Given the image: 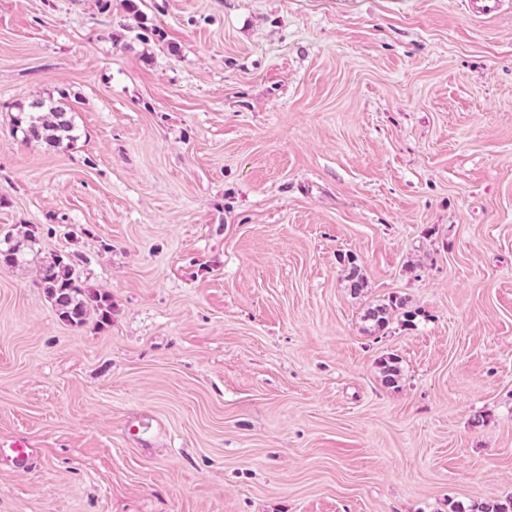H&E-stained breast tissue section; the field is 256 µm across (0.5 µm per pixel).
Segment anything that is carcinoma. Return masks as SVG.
Masks as SVG:
<instances>
[{"instance_id":"carcinoma-1","label":"carcinoma","mask_w":512,"mask_h":512,"mask_svg":"<svg viewBox=\"0 0 512 512\" xmlns=\"http://www.w3.org/2000/svg\"><path fill=\"white\" fill-rule=\"evenodd\" d=\"M15 127L21 129L28 140L43 142L56 148H67L75 140V126L71 110L45 99H36L20 107ZM349 288L359 293L365 288L355 258H349L347 275ZM40 285L54 307L59 319L69 325H81L94 314L99 322L112 320V298L89 286L75 273L73 259L67 254H54L40 260ZM405 307V301L397 296L388 302L370 305L365 319L373 327L385 328L393 314ZM399 368L396 358L381 360V382L388 387L398 383Z\"/></svg>"}]
</instances>
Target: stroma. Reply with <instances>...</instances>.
<instances>
[{
    "label": "stroma",
    "mask_w": 512,
    "mask_h": 512,
    "mask_svg": "<svg viewBox=\"0 0 512 512\" xmlns=\"http://www.w3.org/2000/svg\"><path fill=\"white\" fill-rule=\"evenodd\" d=\"M7 237L0 512L512 499V0H0ZM55 253L110 323L58 319ZM71 109L45 99H36L20 107L15 127L28 140L46 143L56 148H67L76 139ZM405 307V301L398 296H392L388 303L372 304L365 312V319L371 321L374 328L381 330L385 328L393 314Z\"/></svg>",
    "instance_id": "1"
}]
</instances>
